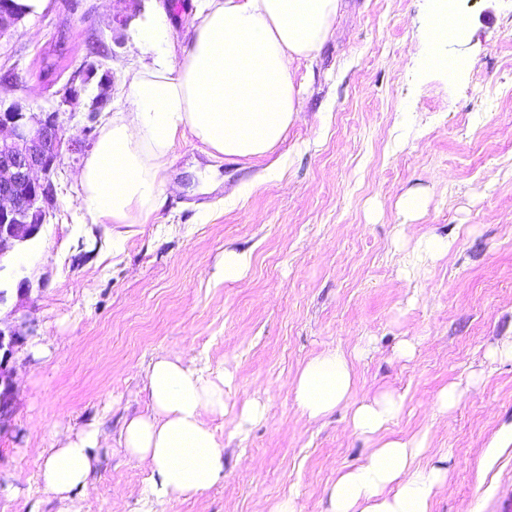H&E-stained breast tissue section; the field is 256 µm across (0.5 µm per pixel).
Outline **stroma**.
Returning a JSON list of instances; mask_svg holds the SVG:
<instances>
[{
  "mask_svg": "<svg viewBox=\"0 0 512 512\" xmlns=\"http://www.w3.org/2000/svg\"><path fill=\"white\" fill-rule=\"evenodd\" d=\"M464 26L440 45L439 8ZM168 13L166 49L179 62L195 20L192 0H48L0 38L8 97L60 111L66 148L57 207L22 255L32 342L11 365L12 412L0 427V512H324V490L362 463L368 444L346 409L301 418L292 384L327 349L352 355L357 397L404 398L392 436L425 432L420 461H446L448 489L432 512H512V360L489 351L512 336V0H340L319 53L294 64L303 110L262 158L214 161L177 139L169 181L178 190L121 254L111 226L88 223L75 171L103 120L127 108L140 20ZM469 60L432 68L430 56ZM85 91L71 104L60 91ZM421 191L422 210L399 208ZM455 243L405 275L406 245L422 235ZM406 245L398 247L396 236ZM251 255L247 276L224 282L225 250ZM369 341V353L355 355ZM415 345L397 358L400 342ZM159 354L229 371L228 405L269 396L265 420L239 434L231 417L208 424L224 444V477L190 500L147 501V473L118 446L124 418L149 405L144 371ZM457 385L449 414L437 394ZM97 425L105 437L87 495L65 504L39 483V449Z\"/></svg>",
  "mask_w": 512,
  "mask_h": 512,
  "instance_id": "35a3bbf8",
  "label": "stroma"
}]
</instances>
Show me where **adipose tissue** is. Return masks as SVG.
I'll use <instances>...</instances> for the list:
<instances>
[{"instance_id":"obj_1","label":"adipose tissue","mask_w":512,"mask_h":512,"mask_svg":"<svg viewBox=\"0 0 512 512\" xmlns=\"http://www.w3.org/2000/svg\"><path fill=\"white\" fill-rule=\"evenodd\" d=\"M197 23L178 64L162 44L164 17L137 29L132 53L155 50L151 65L125 84L127 109L113 113L74 179L80 207L95 224H143L168 199L167 172L177 138L189 135L213 159L265 156L285 138L301 109L292 65L313 57L333 31L339 0H193ZM150 410L125 419L119 446L142 462L157 498L191 499L224 474V446L206 422L233 415L237 428L267 416L269 400L246 399L230 411L224 388L232 376L212 377L193 361L162 355L144 375ZM354 367L328 350L300 369L293 392L307 420L337 408L350 410L355 434L370 445L366 461L341 472L325 489V512H431L448 483L442 467L423 470L429 437H392L387 430L403 409L390 391L355 399ZM102 433L90 426L58 440L40 471L44 492L62 501L87 494Z\"/></svg>"}]
</instances>
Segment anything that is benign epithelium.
<instances>
[{"mask_svg": "<svg viewBox=\"0 0 512 512\" xmlns=\"http://www.w3.org/2000/svg\"><path fill=\"white\" fill-rule=\"evenodd\" d=\"M26 14L0 6V35L15 28ZM0 307L12 296L28 299L30 280L19 256L37 239L56 204L57 170L61 163L62 124L59 112H32L20 102L0 101ZM15 288H10V283ZM26 335L20 326L0 328V422L10 415L14 393L9 363Z\"/></svg>", "mask_w": 512, "mask_h": 512, "instance_id": "benign-epithelium-1", "label": "benign epithelium"}]
</instances>
